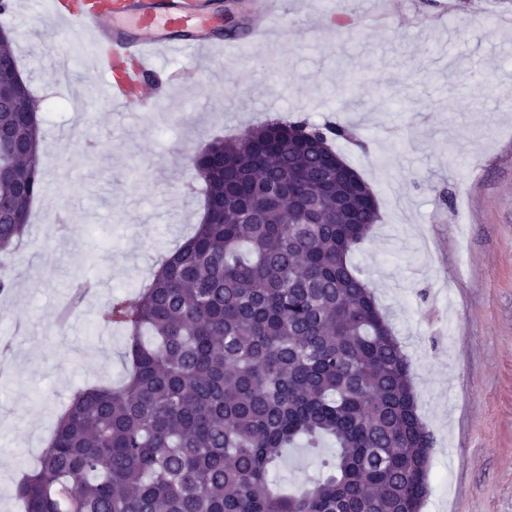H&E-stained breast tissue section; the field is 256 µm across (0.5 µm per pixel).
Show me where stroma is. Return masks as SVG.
<instances>
[{
	"label": "stroma",
	"instance_id": "obj_1",
	"mask_svg": "<svg viewBox=\"0 0 512 512\" xmlns=\"http://www.w3.org/2000/svg\"><path fill=\"white\" fill-rule=\"evenodd\" d=\"M340 0L316 16L292 0V33L244 48L249 12L209 0L225 47L207 65L160 61L182 92L162 112L94 99L44 119V190L0 294V512H21L16 476L33 471L79 389L119 385L127 333L100 322L118 294L200 223L192 155L269 117L354 128L335 150L372 189L379 221L350 261L370 283L411 364L418 414L434 436L422 512H512V0ZM16 0L18 65L55 100L51 25ZM93 282L61 321L73 281Z\"/></svg>",
	"mask_w": 512,
	"mask_h": 512
}]
</instances>
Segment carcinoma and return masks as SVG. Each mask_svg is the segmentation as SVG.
<instances>
[{
	"label": "carcinoma",
	"instance_id": "obj_1",
	"mask_svg": "<svg viewBox=\"0 0 512 512\" xmlns=\"http://www.w3.org/2000/svg\"><path fill=\"white\" fill-rule=\"evenodd\" d=\"M16 64L0 34V66ZM20 108L0 104V293L44 186L40 122ZM308 130L275 117L194 155L195 234L101 312L128 334V381L78 392L15 485L24 512H420L433 436L409 361L350 264L379 213L353 168L298 146ZM315 131L332 156L351 137L332 122ZM302 207L317 223L298 222ZM326 441L320 477L276 480L289 448Z\"/></svg>",
	"mask_w": 512,
	"mask_h": 512
}]
</instances>
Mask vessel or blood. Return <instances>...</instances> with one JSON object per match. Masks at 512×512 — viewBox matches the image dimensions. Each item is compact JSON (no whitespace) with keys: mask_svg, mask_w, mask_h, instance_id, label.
Masks as SVG:
<instances>
[{"mask_svg":"<svg viewBox=\"0 0 512 512\" xmlns=\"http://www.w3.org/2000/svg\"><path fill=\"white\" fill-rule=\"evenodd\" d=\"M259 10L246 26V42L287 29V0H259ZM47 12L60 54L73 44L85 47V68L98 98L116 108L156 110L158 101L147 86L156 74L161 53L176 51L194 58L223 46L221 19L206 0H48Z\"/></svg>","mask_w":512,"mask_h":512,"instance_id":"1","label":"vessel or blood"}]
</instances>
